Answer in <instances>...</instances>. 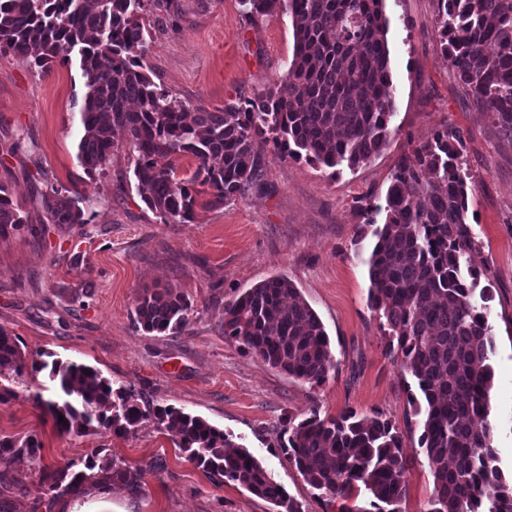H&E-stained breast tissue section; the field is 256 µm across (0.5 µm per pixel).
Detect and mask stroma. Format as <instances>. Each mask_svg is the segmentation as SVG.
Wrapping results in <instances>:
<instances>
[{
    "label": "stroma",
    "instance_id": "1",
    "mask_svg": "<svg viewBox=\"0 0 512 512\" xmlns=\"http://www.w3.org/2000/svg\"><path fill=\"white\" fill-rule=\"evenodd\" d=\"M179 15L144 14L152 26L146 72L191 109L215 112L250 98L287 75L295 47L290 15L252 19L238 0H178ZM395 87L385 148L355 170L331 169L267 147L262 190L235 204L203 210L192 224H165L142 201L127 147L105 172L88 176L77 154L85 80L77 60L50 69L0 53V183L28 216L20 233L0 238V326L16 335L27 360L53 353L97 369L145 400L202 417L244 445L302 505L339 512L320 500L277 446L288 418L347 408L383 413L405 429L412 462L403 512H426L433 477L402 371L385 351L379 320L367 305L371 240L356 241L367 207L382 203L398 160L434 129L461 131L473 177L470 222L474 263L487 288L494 352L489 417L498 465L512 476V141L459 88L435 23L437 0H384ZM87 196L88 224H51L41 204L47 185ZM273 276L286 277L309 302L330 337L336 370L319 385L288 377L226 342L218 327L225 301ZM174 285L194 312L176 336L135 328L131 312L143 290ZM44 374L15 385L0 403V435L37 434L42 463L62 467L105 448L139 485H112L128 512H273L233 482L215 483L188 461L167 431L146 423L125 436L100 427L61 434L33 401ZM25 480L8 512H52L37 465L9 463Z\"/></svg>",
    "mask_w": 512,
    "mask_h": 512
}]
</instances>
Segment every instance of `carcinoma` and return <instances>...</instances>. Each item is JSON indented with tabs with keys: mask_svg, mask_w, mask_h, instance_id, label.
Segmentation results:
<instances>
[{
	"mask_svg": "<svg viewBox=\"0 0 512 512\" xmlns=\"http://www.w3.org/2000/svg\"><path fill=\"white\" fill-rule=\"evenodd\" d=\"M383 2L239 0L249 19L290 14L294 55L273 88L218 112H187L185 102L145 73L148 32L141 15L155 9L173 17L175 0H0V52L41 69L75 54L87 88L81 166L90 176L103 173L118 149L115 131H122L136 152L134 176L145 205L165 224H187L199 208L231 205L260 188L270 143L294 160L350 170L387 145L395 88ZM437 2L443 51L457 82L512 137V0ZM463 148L460 132L445 125L402 156L384 204L375 206L383 222L360 225L357 238H373L368 301L387 337L386 353L417 388L407 392L433 475L427 512H512V479L497 465L489 421L493 326L489 307L471 301L477 241L468 222L472 177ZM185 155L196 159L189 178L157 163ZM81 202L62 184L42 195L51 224L88 223ZM26 223L0 184V237ZM191 311L169 285L139 295L133 320L147 333L178 335ZM218 322L224 340L293 379L320 385L336 369L322 321L284 277L225 302ZM48 357L26 363L15 335L0 326V373L46 372L49 398L37 393L33 400L58 432L86 435L108 427L123 436L150 421L174 432L186 458L209 474L266 499L276 512H302L229 434L180 408L141 403L88 365ZM403 440L382 413L363 416L349 408L288 420L278 448L319 497L340 501L339 512H402L410 474ZM42 448L35 434L1 436L0 462H39ZM101 452L92 450L78 471L73 463L39 466L49 495L79 494L93 479L127 484L143 476V469ZM23 488L22 477L0 472L1 492Z\"/></svg>",
	"mask_w": 512,
	"mask_h": 512,
	"instance_id": "obj_1",
	"label": "carcinoma"
}]
</instances>
